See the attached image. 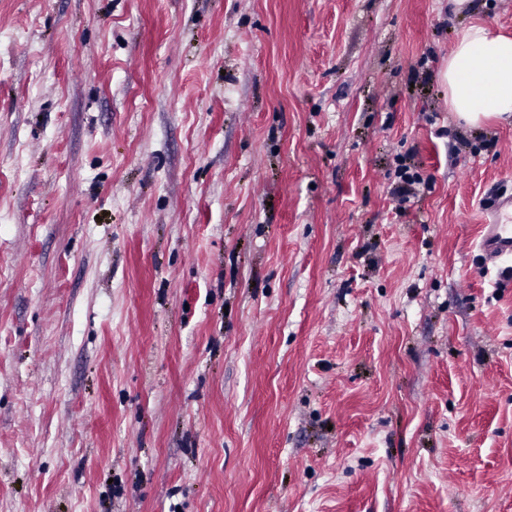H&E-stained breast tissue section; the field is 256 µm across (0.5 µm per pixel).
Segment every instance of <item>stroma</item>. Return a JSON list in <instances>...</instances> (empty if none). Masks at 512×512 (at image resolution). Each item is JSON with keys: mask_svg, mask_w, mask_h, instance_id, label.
Instances as JSON below:
<instances>
[{"mask_svg": "<svg viewBox=\"0 0 512 512\" xmlns=\"http://www.w3.org/2000/svg\"><path fill=\"white\" fill-rule=\"evenodd\" d=\"M477 21L512 0H0V512H512ZM446 78L448 108L476 126L512 116V36L485 23L464 29L455 44ZM397 166L395 169L396 178L398 179L397 195L401 198V202L410 201V197L417 194V188L428 185L427 178H424L418 171H413L403 161L397 158Z\"/></svg>", "mask_w": 512, "mask_h": 512, "instance_id": "1", "label": "stroma"}]
</instances>
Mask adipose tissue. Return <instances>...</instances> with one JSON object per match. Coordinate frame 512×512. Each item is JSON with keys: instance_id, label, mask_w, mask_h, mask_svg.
<instances>
[{"instance_id": "adipose-tissue-1", "label": "adipose tissue", "mask_w": 512, "mask_h": 512, "mask_svg": "<svg viewBox=\"0 0 512 512\" xmlns=\"http://www.w3.org/2000/svg\"><path fill=\"white\" fill-rule=\"evenodd\" d=\"M446 78L448 107L465 124L512 117V36L470 25L456 41Z\"/></svg>"}]
</instances>
